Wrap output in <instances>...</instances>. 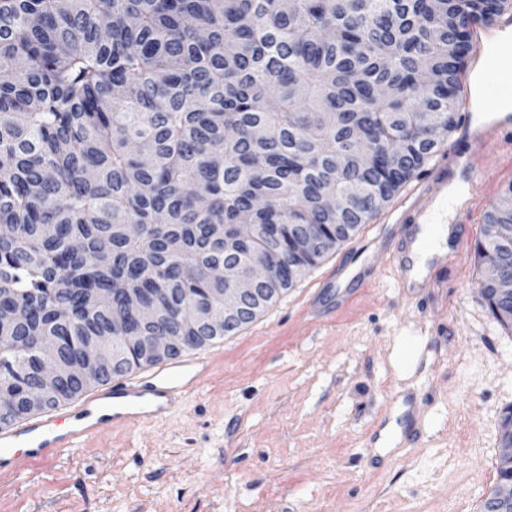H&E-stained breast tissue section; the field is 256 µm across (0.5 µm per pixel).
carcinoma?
I'll return each mask as SVG.
<instances>
[{"mask_svg": "<svg viewBox=\"0 0 512 512\" xmlns=\"http://www.w3.org/2000/svg\"><path fill=\"white\" fill-rule=\"evenodd\" d=\"M465 16L475 0H0V425L110 380L92 336L198 335L224 257L266 267L268 304L348 241L452 132ZM511 237L491 206L479 268L511 265ZM40 336L85 374L46 386ZM157 363L133 348L119 375Z\"/></svg>", "mask_w": 512, "mask_h": 512, "instance_id": "carcinoma-1", "label": "carcinoma"}]
</instances>
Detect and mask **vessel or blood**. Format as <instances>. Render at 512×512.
<instances>
[{
	"instance_id": "obj_1",
	"label": "vessel or blood",
	"mask_w": 512,
	"mask_h": 512,
	"mask_svg": "<svg viewBox=\"0 0 512 512\" xmlns=\"http://www.w3.org/2000/svg\"><path fill=\"white\" fill-rule=\"evenodd\" d=\"M508 31L512 32V12L501 14L494 25L473 26L475 51L466 64V76L480 77L488 85L512 87V42L502 38ZM496 104L491 97L478 108L470 96L459 100L457 110L463 118L455 128L444 164L418 180L396 209L393 221L398 230L387 247L402 287H431V274L418 279L410 274L416 235L421 225L438 223L440 215L452 207L448 204V188L455 176H465L466 190L477 187L474 153L498 143L501 130L512 127V113L495 115ZM452 208L465 216L471 204L465 201ZM212 364L206 354L195 353L149 373L133 371L78 403L0 428V473L18 471L24 464L50 462L82 446L107 426H133L170 417L184 395L210 375Z\"/></svg>"
}]
</instances>
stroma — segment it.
Instances as JSON below:
<instances>
[{
  "mask_svg": "<svg viewBox=\"0 0 512 512\" xmlns=\"http://www.w3.org/2000/svg\"><path fill=\"white\" fill-rule=\"evenodd\" d=\"M477 164L480 199L423 296L400 288L376 214L208 343L213 371L170 419L0 476V512H479L512 407V330L479 295L474 248L512 186V135ZM408 401L421 438L387 446Z\"/></svg>",
  "mask_w": 512,
  "mask_h": 512,
  "instance_id": "obj_1",
  "label": "stroma"
}]
</instances>
